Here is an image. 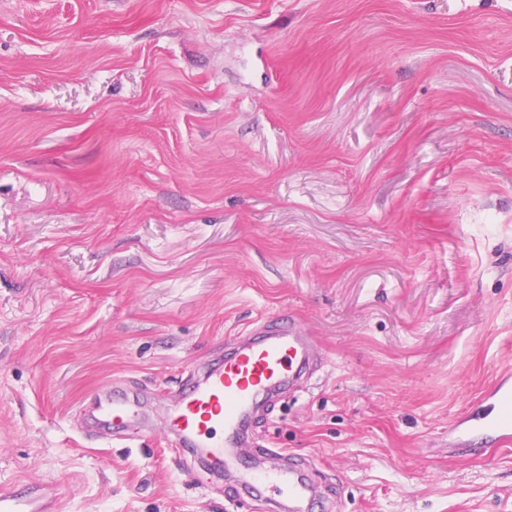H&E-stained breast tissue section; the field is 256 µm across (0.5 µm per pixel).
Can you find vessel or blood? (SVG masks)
Here are the masks:
<instances>
[{"label": "vessel or blood", "instance_id": "vessel-or-blood-1", "mask_svg": "<svg viewBox=\"0 0 512 512\" xmlns=\"http://www.w3.org/2000/svg\"><path fill=\"white\" fill-rule=\"evenodd\" d=\"M318 359V351L305 325L294 315L276 312L257 319L251 332L236 341L223 363L209 367L202 379H187L166 412L164 431L178 447L199 456L215 476L237 474L245 492L263 489L278 496L289 512H314L317 501L296 465L266 472L260 484L247 478L248 453L245 425L259 400H270L286 389L298 388ZM494 414L479 419L472 429L512 442V387L500 383L487 394ZM137 401L100 397L99 423L119 428L136 412ZM0 512H56L50 486L28 485L24 492L0 491Z\"/></svg>", "mask_w": 512, "mask_h": 512}]
</instances>
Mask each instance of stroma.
Wrapping results in <instances>:
<instances>
[{"label":"stroma","mask_w":512,"mask_h":512,"mask_svg":"<svg viewBox=\"0 0 512 512\" xmlns=\"http://www.w3.org/2000/svg\"><path fill=\"white\" fill-rule=\"evenodd\" d=\"M277 311L321 365L269 463L512 512V443L449 435L512 372V0H0V486L231 512L161 410ZM114 387L153 408L118 439ZM138 405V399H118L106 394L99 397L96 403L95 420L107 427L118 429L137 412Z\"/></svg>","instance_id":"obj_1"}]
</instances>
